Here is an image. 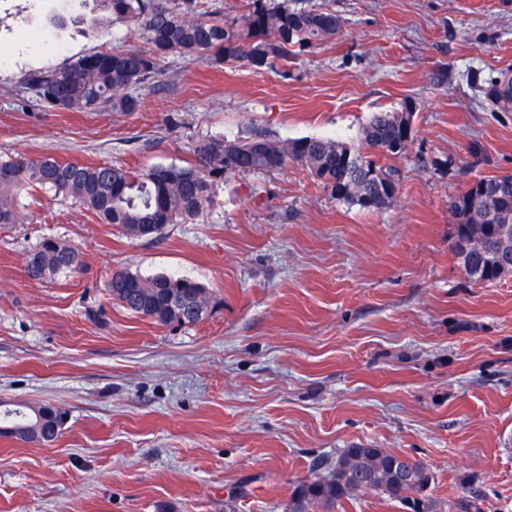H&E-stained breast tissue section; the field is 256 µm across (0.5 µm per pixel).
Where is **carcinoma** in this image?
I'll list each match as a JSON object with an SVG mask.
<instances>
[{
	"label": "carcinoma",
	"instance_id": "1",
	"mask_svg": "<svg viewBox=\"0 0 512 512\" xmlns=\"http://www.w3.org/2000/svg\"><path fill=\"white\" fill-rule=\"evenodd\" d=\"M108 11L110 22L131 23L150 45L147 50L115 46L112 52L85 55L50 71L27 74L25 83L36 100L50 107L64 102L71 110L86 111L108 105L116 112L140 107L136 90L154 75L166 56L233 60L255 69L274 70L289 57L333 40L341 19L328 11L290 8L276 0H252L248 11L235 18L219 9L201 12L197 0H95ZM486 97L503 111L512 110V67L500 72L485 88ZM265 143L259 155L247 151L251 142ZM402 130L392 112H377L362 127L360 144L325 137H303L281 143L265 135L239 141L205 138L196 142L193 165L156 164L130 169L106 164L61 162L51 155L0 156V224H18L24 211L42 194L71 199L102 224H118L136 237L135 225L155 224L159 235L169 224L194 220L212 202V186L224 175L255 170L274 171L292 161L306 167L331 195L366 207L364 196L377 195L395 185L393 175L363 152L370 147L396 155ZM470 204L485 206L473 227L489 240L499 236V225H512V175L482 177L457 196L450 209ZM460 258L468 278L495 282L512 274V246L499 255L480 252ZM82 264L79 253L51 238L39 242L27 255L25 271L42 281L74 272ZM112 298L124 308L159 325L198 321L207 307L206 293L194 282L158 275L143 279L117 271L108 285ZM36 424L33 411L18 406L0 409V423ZM326 473L300 483L292 493L296 512L318 507L330 512L342 499L364 489L380 490L394 498L417 503L423 487L415 481L426 471L415 459L397 460L383 448L344 449Z\"/></svg>",
	"mask_w": 512,
	"mask_h": 512
}]
</instances>
